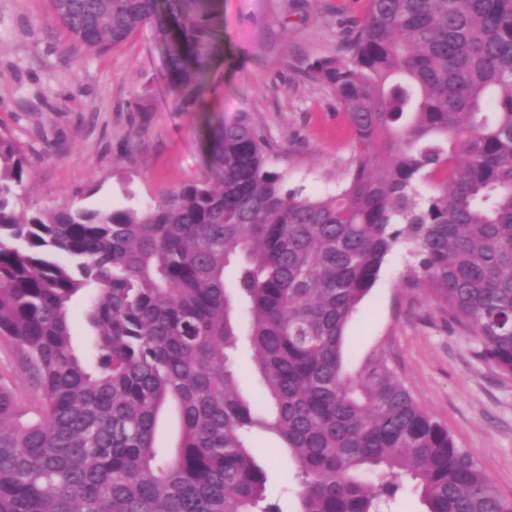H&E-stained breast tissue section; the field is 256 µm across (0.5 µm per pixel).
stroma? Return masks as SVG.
<instances>
[{
    "instance_id": "obj_1",
    "label": "stroma",
    "mask_w": 512,
    "mask_h": 512,
    "mask_svg": "<svg viewBox=\"0 0 512 512\" xmlns=\"http://www.w3.org/2000/svg\"><path fill=\"white\" fill-rule=\"evenodd\" d=\"M367 0H219L218 55L195 96L167 90L162 38L144 26L104 54L72 45L47 0H0V129L25 151L27 209L69 202L142 208L207 179L208 127L250 113L288 184L334 192L353 168L354 131L332 88L305 73L342 51ZM411 258L387 257L349 323V372L383 351L417 402L512 498V378L473 355L474 343L410 283ZM251 444L269 488L294 512L287 449L258 432Z\"/></svg>"
}]
</instances>
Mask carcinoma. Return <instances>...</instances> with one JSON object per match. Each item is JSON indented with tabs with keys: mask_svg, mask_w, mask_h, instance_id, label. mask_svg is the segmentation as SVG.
Returning a JSON list of instances; mask_svg holds the SVG:
<instances>
[{
	"mask_svg": "<svg viewBox=\"0 0 512 512\" xmlns=\"http://www.w3.org/2000/svg\"><path fill=\"white\" fill-rule=\"evenodd\" d=\"M76 45L147 23L168 91L197 90L216 0H49ZM307 75L336 93L358 158L343 185L288 187L250 116L211 127L213 173L142 209L24 211L27 158L0 130V512H282L249 440L276 435L296 512H512L382 351L344 370L348 322L386 257L512 377V0H367L343 51ZM84 299L90 352L72 344ZM264 392L242 396L236 356ZM174 405L173 454L155 445Z\"/></svg>",
	"mask_w": 512,
	"mask_h": 512,
	"instance_id": "cac0c4a2",
	"label": "carcinoma"
}]
</instances>
